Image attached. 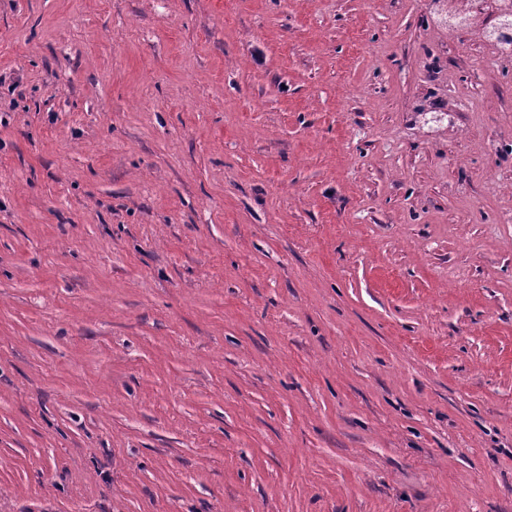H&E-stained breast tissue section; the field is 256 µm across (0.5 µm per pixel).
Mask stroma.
I'll return each instance as SVG.
<instances>
[{"instance_id":"35a3bbf8","label":"stroma","mask_w":512,"mask_h":512,"mask_svg":"<svg viewBox=\"0 0 512 512\" xmlns=\"http://www.w3.org/2000/svg\"><path fill=\"white\" fill-rule=\"evenodd\" d=\"M481 32L0 0V512H512V54Z\"/></svg>"}]
</instances>
